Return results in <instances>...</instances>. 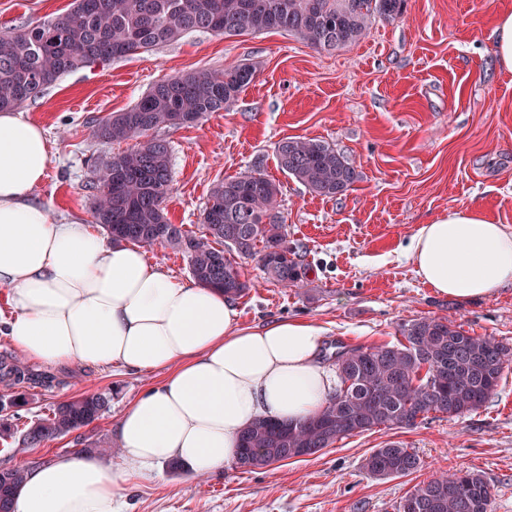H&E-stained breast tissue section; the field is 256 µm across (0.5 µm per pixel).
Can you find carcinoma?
<instances>
[{
  "mask_svg": "<svg viewBox=\"0 0 512 512\" xmlns=\"http://www.w3.org/2000/svg\"><path fill=\"white\" fill-rule=\"evenodd\" d=\"M406 0H72L69 11L37 25L0 34V110L41 98L64 75L90 63L110 62L174 42L193 32L226 38L282 31L332 53L360 40L372 20H393ZM256 62L220 73L193 71L155 83L131 108L95 124L106 142H127L91 180L93 215L114 242L171 247L183 254L201 285L236 299L253 284L236 259H251L267 279L284 287L303 282L300 246L288 241L280 216L281 189L260 166L212 187L196 235L166 214L172 189L171 146L158 135L203 120L232 103L255 78ZM278 167L311 192L345 195L358 179L353 162L326 141L286 138L275 147ZM403 340L385 346L336 347L339 386L325 407L297 424L256 419L242 434L235 467L262 470L298 455L318 453L375 428H407L430 413L458 416L481 409L512 365V348L491 336L470 334L446 319L400 325ZM104 393L72 397L24 429L21 448H35L78 432L110 408ZM423 467L400 443L374 449L363 470L376 479L404 477ZM25 477L20 465L0 467V512H12ZM484 476L455 471L418 483L397 512H490Z\"/></svg>",
  "mask_w": 512,
  "mask_h": 512,
  "instance_id": "cac0c4a2",
  "label": "carcinoma"
}]
</instances>
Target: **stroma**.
Segmentation results:
<instances>
[{
    "mask_svg": "<svg viewBox=\"0 0 512 512\" xmlns=\"http://www.w3.org/2000/svg\"><path fill=\"white\" fill-rule=\"evenodd\" d=\"M71 3L0 0V26L35 25ZM507 10L512 0H407L402 17L376 20L360 41L331 54L276 31L229 39L194 32L148 53L89 64L17 110L46 130L53 150L33 197L64 222L92 223V172L123 149L95 137L96 120L132 106L160 79L257 61L256 78L226 110L161 132L171 145L172 223L202 232L213 185L254 162L281 186L280 210L289 241L302 247L306 278L286 288L240 260L252 284L235 301L242 325L314 322L328 368L337 343L392 345L402 322L423 317L512 347L511 286L468 302L439 297L405 257L419 226L452 208L478 207L512 230V73L490 49L494 20ZM286 137L329 142L354 162L358 180L338 198L312 193L277 167L274 147ZM24 373L12 384L29 399L24 422L71 397L106 393L109 411L83 433L112 442L124 407L161 380L118 367L28 363ZM390 442L413 448L422 469L368 476L364 458ZM17 445L0 439V466L44 464L79 448L72 434L22 453ZM455 470L482 474L492 512H512V369L479 411L464 416L433 413L416 427L375 429L263 470L230 466L220 479L162 468L129 491L124 512H396L417 483Z\"/></svg>",
    "mask_w": 512,
    "mask_h": 512,
    "instance_id": "obj_1",
    "label": "stroma"
}]
</instances>
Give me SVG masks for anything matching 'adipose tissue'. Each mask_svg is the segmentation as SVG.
Instances as JSON below:
<instances>
[{
	"label": "adipose tissue",
	"instance_id": "obj_1",
	"mask_svg": "<svg viewBox=\"0 0 512 512\" xmlns=\"http://www.w3.org/2000/svg\"><path fill=\"white\" fill-rule=\"evenodd\" d=\"M51 161L41 126L0 113V285L11 290L13 343L46 367L165 377L121 412L119 464L62 453L28 466L13 512H122L127 491L162 464L223 475L257 418L295 423L323 409L334 383L319 326H241L221 290L173 278L142 248L61 223L31 199ZM407 257L439 296L475 300L512 286V230L477 208L420 225Z\"/></svg>",
	"mask_w": 512,
	"mask_h": 512
}]
</instances>
